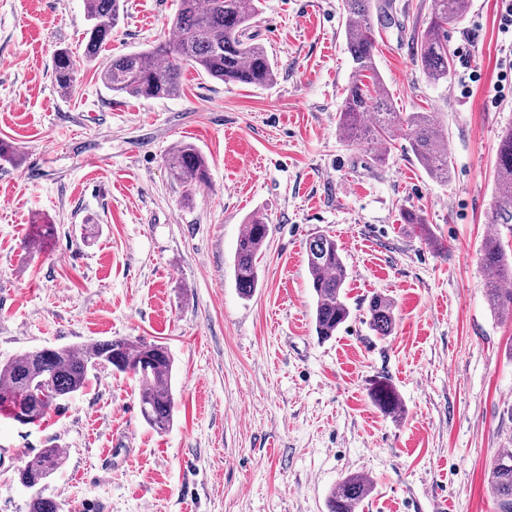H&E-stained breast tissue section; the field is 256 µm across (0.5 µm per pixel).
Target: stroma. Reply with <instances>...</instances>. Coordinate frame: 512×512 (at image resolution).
Masks as SVG:
<instances>
[{"label": "stroma", "instance_id": "1", "mask_svg": "<svg viewBox=\"0 0 512 512\" xmlns=\"http://www.w3.org/2000/svg\"><path fill=\"white\" fill-rule=\"evenodd\" d=\"M100 57L169 35L176 0H125ZM432 0H392L375 61L397 111L434 112L448 132L447 182L407 151L348 144L337 125L352 76L343 0H265L252 30L278 63L265 88L184 68L179 95L106 88L83 57L85 0H0V361L124 336L167 346L173 424L143 419L137 377L99 370L37 424L0 420V512H28L18 472L39 449L67 452L45 485L61 512H328L330 490L358 473L375 489L363 512H497L485 474L512 448V317L485 297L481 248L512 253L495 224L499 135L512 95L493 109L506 40L500 0H469L448 28L447 82L428 79L412 40ZM78 76L60 92L57 49ZM478 82L461 90L466 70ZM208 162L185 196L165 163L177 145ZM417 209L438 238L405 224ZM270 228L251 297L233 260L247 218ZM54 231L39 251L37 222ZM335 236L349 320L327 340L314 325L306 242ZM396 324H368L373 296ZM386 384L398 406L379 409ZM124 437L130 458L112 453ZM369 327L380 338L391 335L394 323V305L384 296H373L368 305Z\"/></svg>", "mask_w": 512, "mask_h": 512}]
</instances>
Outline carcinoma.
<instances>
[{
  "label": "carcinoma",
  "instance_id": "cac0c4a2",
  "mask_svg": "<svg viewBox=\"0 0 512 512\" xmlns=\"http://www.w3.org/2000/svg\"><path fill=\"white\" fill-rule=\"evenodd\" d=\"M428 26L413 40L418 62L435 83L448 81L451 68L448 26L462 18L467 0H432ZM262 0H177L172 20L175 38L149 48L119 54L99 67L103 84L113 92L133 97L165 98L181 91L183 67L225 83L235 82L263 88L276 79L277 67L264 45L255 41L251 21L259 14ZM345 38L353 71L338 115V126L350 144L382 146L374 160L382 162L388 145L405 132L412 154L433 180L448 181L447 131L433 112H398L375 62L376 34L373 16L390 21V0H344ZM122 0H86L89 27L85 33L84 56L98 59L120 20ZM77 68L71 54L60 49L53 60V77L58 88L68 92L76 81ZM167 165L183 187L190 190L206 181L207 166L198 151L187 144L169 154ZM496 201L491 222L512 224V127L499 136L496 157ZM403 220L418 228L431 244L434 235L418 210L404 213ZM269 234V224L251 216L237 239L234 254L236 287L244 297L259 283L258 259ZM310 285L316 295L315 330L326 340L336 335L349 319L345 300L347 267L336 239L318 234L306 246ZM481 263L488 272L486 295L495 310H512V290L502 284L512 280V259L496 237L486 239ZM369 327L381 338L391 335L394 305L391 299L374 296L368 305ZM99 369L131 373L142 384L140 407L145 421L163 431L173 421L174 398L171 381L173 360L168 348L156 342H132L115 336L106 340L42 351H29L0 364V416L13 420L25 413L29 423L42 421L58 401L86 386ZM66 461L64 449L54 445L40 449L22 468L23 479L37 487L45 483ZM486 482L498 512H512V448H499L486 472ZM373 493V485L360 474L344 476L327 498L328 512H359Z\"/></svg>",
  "mask_w": 512,
  "mask_h": 512
}]
</instances>
